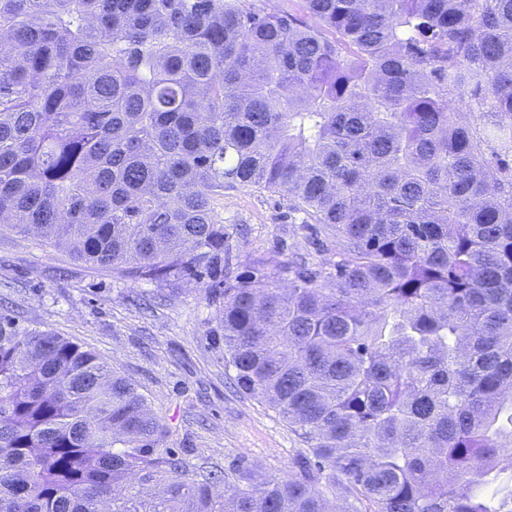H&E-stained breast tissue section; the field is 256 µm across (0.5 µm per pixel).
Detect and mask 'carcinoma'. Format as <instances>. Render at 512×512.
Wrapping results in <instances>:
<instances>
[{
	"label": "carcinoma",
	"instance_id": "cac0c4a2",
	"mask_svg": "<svg viewBox=\"0 0 512 512\" xmlns=\"http://www.w3.org/2000/svg\"><path fill=\"white\" fill-rule=\"evenodd\" d=\"M511 158L512 0H0V224L211 272L224 368L306 444L280 478L190 471L129 380L0 314V512H512L483 495L512 472ZM237 185L334 257L234 269Z\"/></svg>",
	"mask_w": 512,
	"mask_h": 512
}]
</instances>
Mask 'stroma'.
I'll return each mask as SVG.
<instances>
[{"instance_id":"stroma-1","label":"stroma","mask_w":512,"mask_h":512,"mask_svg":"<svg viewBox=\"0 0 512 512\" xmlns=\"http://www.w3.org/2000/svg\"><path fill=\"white\" fill-rule=\"evenodd\" d=\"M219 207L235 268L298 254L321 261L334 252V241L289 215L282 195L238 186L225 190ZM222 304L207 280L124 279L35 234L0 229V310L22 328L94 351L130 380L165 426L164 447L194 470L245 461L283 476L302 442L271 409L231 386L224 342L214 334Z\"/></svg>"}]
</instances>
